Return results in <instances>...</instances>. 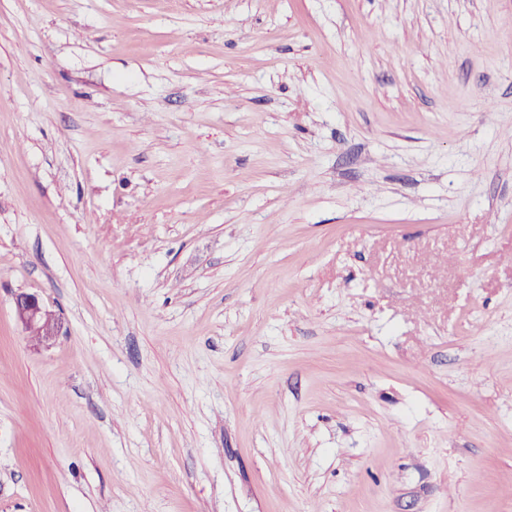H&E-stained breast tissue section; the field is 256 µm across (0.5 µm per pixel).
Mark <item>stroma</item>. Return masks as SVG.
I'll return each instance as SVG.
<instances>
[{
	"mask_svg": "<svg viewBox=\"0 0 512 512\" xmlns=\"http://www.w3.org/2000/svg\"><path fill=\"white\" fill-rule=\"evenodd\" d=\"M0 512H512V0H0ZM14 312L17 323L25 331L37 329L40 333L37 345L49 346L60 335L62 319L54 311L48 309L38 294L20 291L14 294Z\"/></svg>",
	"mask_w": 512,
	"mask_h": 512,
	"instance_id": "obj_1",
	"label": "stroma"
}]
</instances>
